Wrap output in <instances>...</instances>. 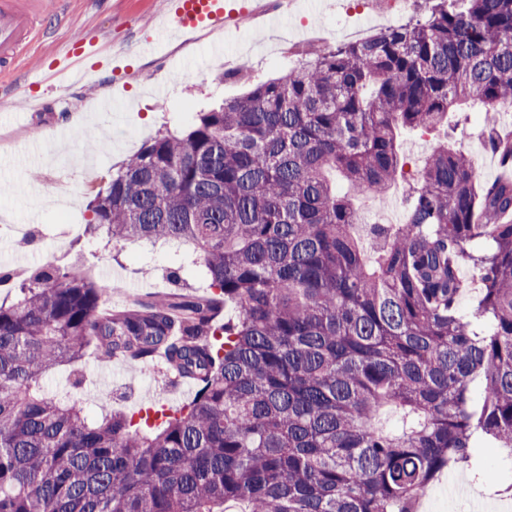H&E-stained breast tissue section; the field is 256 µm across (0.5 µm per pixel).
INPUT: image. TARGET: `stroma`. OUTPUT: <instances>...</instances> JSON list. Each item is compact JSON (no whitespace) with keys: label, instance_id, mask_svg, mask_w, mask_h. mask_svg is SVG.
Here are the masks:
<instances>
[{"label":"stroma","instance_id":"stroma-1","mask_svg":"<svg viewBox=\"0 0 512 512\" xmlns=\"http://www.w3.org/2000/svg\"><path fill=\"white\" fill-rule=\"evenodd\" d=\"M50 30L40 36L18 70L0 78V97L14 101L0 111V267L22 264L32 270L64 265L81 258L91 279L121 281V291L105 297L108 306L128 297L178 289L201 292L197 268L181 270L179 282L169 272L180 257L107 235L76 239L70 223H88V202L104 186L113 168L136 152L159 130L190 125L201 110L243 95L260 81L278 77L306 61L307 51L327 43L335 47L369 38L406 23L424 10L423 0H407L386 16V0H290L278 24L242 19L228 33L201 32L173 43L169 57L141 48L143 30L153 28L162 0H46ZM97 38L108 51L127 58L125 70L96 72L91 83L43 87L45 67L73 35ZM476 111L467 119L449 120L429 134L402 131L411 170L448 142L474 163L480 181L501 177L497 160L480 135ZM32 228L34 243L15 240L13 225ZM83 384L72 390L73 369ZM167 370L142 368L118 359L105 362L88 352L78 366L61 365L42 380L44 391L76 394L89 414L104 409L139 410L147 392H163Z\"/></svg>","mask_w":512,"mask_h":512}]
</instances>
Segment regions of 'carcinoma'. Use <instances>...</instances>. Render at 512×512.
Wrapping results in <instances>:
<instances>
[{
    "mask_svg": "<svg viewBox=\"0 0 512 512\" xmlns=\"http://www.w3.org/2000/svg\"><path fill=\"white\" fill-rule=\"evenodd\" d=\"M427 3L158 133L95 193L87 234L184 246L171 279L199 266L207 294L112 311L74 263L0 299V512H416L459 469L512 499L477 460L512 470V181L442 144L404 223L370 225V251L355 232L352 196L404 170L400 130L512 103V0ZM91 349L161 354L198 390L150 425L41 391ZM462 279L467 284L459 301L460 312L464 315H470L476 305L477 285L476 278L471 269L465 268L461 272Z\"/></svg>",
    "mask_w": 512,
    "mask_h": 512,
    "instance_id": "1",
    "label": "carcinoma"
}]
</instances>
